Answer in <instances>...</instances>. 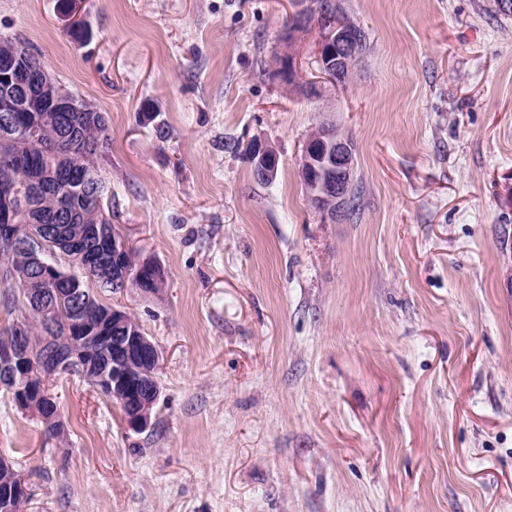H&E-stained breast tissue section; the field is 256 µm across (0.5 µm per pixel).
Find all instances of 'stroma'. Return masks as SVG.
I'll return each mask as SVG.
<instances>
[{
  "label": "stroma",
  "mask_w": 512,
  "mask_h": 512,
  "mask_svg": "<svg viewBox=\"0 0 512 512\" xmlns=\"http://www.w3.org/2000/svg\"><path fill=\"white\" fill-rule=\"evenodd\" d=\"M340 6L367 49L337 85L319 26L288 31L317 0H0V34L106 113L112 222L165 271L89 284L161 351L147 428L75 373L62 438L0 390L25 512H512V15ZM322 125L356 156L336 222L299 174ZM254 173L265 182H273L278 171V155L273 147L261 141H255L251 161Z\"/></svg>",
  "instance_id": "stroma-1"
}]
</instances>
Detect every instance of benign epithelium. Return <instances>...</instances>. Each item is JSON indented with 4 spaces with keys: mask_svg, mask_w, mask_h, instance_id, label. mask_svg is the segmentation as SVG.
Returning a JSON list of instances; mask_svg holds the SVG:
<instances>
[{
    "mask_svg": "<svg viewBox=\"0 0 512 512\" xmlns=\"http://www.w3.org/2000/svg\"><path fill=\"white\" fill-rule=\"evenodd\" d=\"M334 7L332 3L317 11L323 33L320 68L328 80L344 84L362 50L363 37L353 22L336 21ZM0 83L4 89L0 97V154L10 159L15 169L27 173L21 188L12 182L0 186V237L27 256L26 266H10L11 278L24 298L66 295L73 300L65 345L53 336L56 309L51 304L40 310L37 349L27 346L31 339L29 322L15 325L12 342L0 348V389L11 395L20 410L46 424H57L56 435L60 436L64 426L57 403L49 394V383L60 373L89 372L97 391L120 405L132 428H146L159 397L160 353L156 344L145 333L129 329L130 314L121 308H108L97 323H92L83 304L85 290L51 261V247L55 246L60 253L67 252L93 269L100 282L125 283L130 269L122 264L127 250L123 235L108 233L92 215L77 226L76 214L65 207L45 216L37 231L23 234L15 224L23 210L24 195L33 198L61 185L70 189V184L58 176L77 169L89 176L97 156L95 150L75 158L57 156L45 168L36 169L31 157L18 149L19 142L40 140L47 122L59 127L62 136L73 138L79 135V128L69 123L68 113L95 112L97 108L65 91L42 60L23 56L14 44H0ZM251 164L257 177L268 183L275 180L278 155L273 147L255 142ZM299 169L316 209L333 220L346 216L355 169L350 140L334 128H320L305 142ZM112 327L122 330V335H109ZM23 496H28L23 478L12 462L1 456L0 500L8 503Z\"/></svg>",
    "mask_w": 512,
    "mask_h": 512,
    "instance_id": "1",
    "label": "benign epithelium"
}]
</instances>
